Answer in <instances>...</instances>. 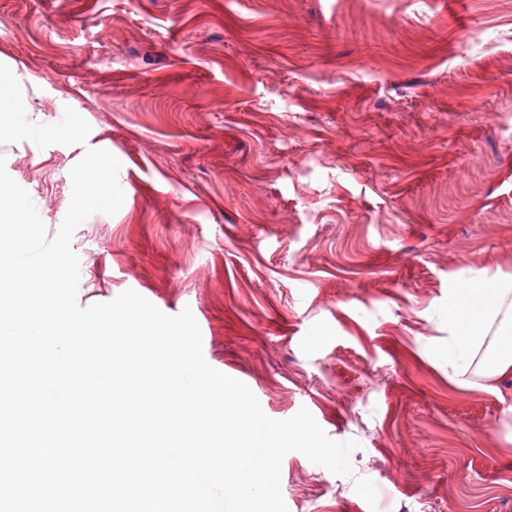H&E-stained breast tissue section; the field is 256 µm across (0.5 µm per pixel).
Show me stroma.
<instances>
[{"label":"stroma","mask_w":512,"mask_h":512,"mask_svg":"<svg viewBox=\"0 0 512 512\" xmlns=\"http://www.w3.org/2000/svg\"><path fill=\"white\" fill-rule=\"evenodd\" d=\"M0 63L91 126L0 144L48 236L86 148L122 164L79 305L191 308L267 416L358 442L348 477L284 458L289 512H512V378L442 356L452 290L512 274V0H0Z\"/></svg>","instance_id":"35a3bbf8"}]
</instances>
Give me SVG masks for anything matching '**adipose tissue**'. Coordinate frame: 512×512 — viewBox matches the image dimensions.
Here are the masks:
<instances>
[{"label": "adipose tissue", "instance_id": "obj_1", "mask_svg": "<svg viewBox=\"0 0 512 512\" xmlns=\"http://www.w3.org/2000/svg\"><path fill=\"white\" fill-rule=\"evenodd\" d=\"M512 296V275L491 283L478 282L456 289L448 299V349L445 356L452 376L468 372L476 361H483L487 382L512 376V355L481 356L480 351L493 324H501L495 341L512 343V308L504 303Z\"/></svg>", "mask_w": 512, "mask_h": 512}]
</instances>
